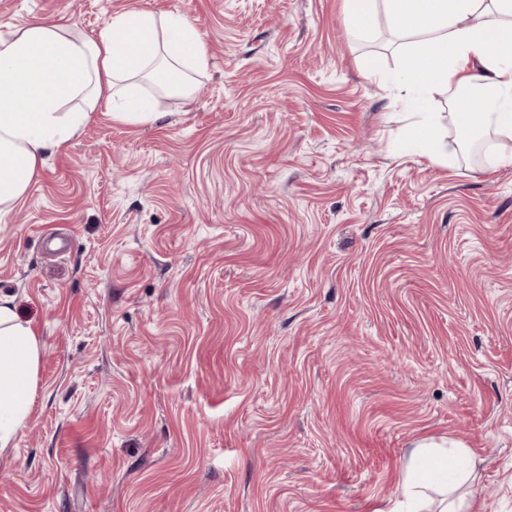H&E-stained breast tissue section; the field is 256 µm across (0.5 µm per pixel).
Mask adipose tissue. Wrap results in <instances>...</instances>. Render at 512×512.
<instances>
[{
	"label": "adipose tissue",
	"instance_id": "adipose-tissue-1",
	"mask_svg": "<svg viewBox=\"0 0 512 512\" xmlns=\"http://www.w3.org/2000/svg\"><path fill=\"white\" fill-rule=\"evenodd\" d=\"M357 29L379 20L415 46L399 44L407 87L423 92L469 90L453 115L454 138L423 115L417 138L430 157L452 164L460 146L487 134L512 140V0H346ZM209 56L185 16L147 10L116 14L98 38L76 24L35 20L0 36V218L26 194L46 154L69 142L107 100L114 120L141 125L158 114L134 95L148 80L166 92L190 94V73ZM40 339L0 296V454L31 412ZM481 460L464 443L421 441L396 489L391 512H474L466 489Z\"/></svg>",
	"mask_w": 512,
	"mask_h": 512
}]
</instances>
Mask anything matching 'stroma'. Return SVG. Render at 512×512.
Segmentation results:
<instances>
[{
	"label": "stroma",
	"mask_w": 512,
	"mask_h": 512,
	"mask_svg": "<svg viewBox=\"0 0 512 512\" xmlns=\"http://www.w3.org/2000/svg\"><path fill=\"white\" fill-rule=\"evenodd\" d=\"M138 9L210 65L137 86L153 124L100 103L0 219L42 341L0 512H386L424 438L512 512V141L434 163L399 37L345 0H0V33Z\"/></svg>",
	"instance_id": "stroma-1"
}]
</instances>
